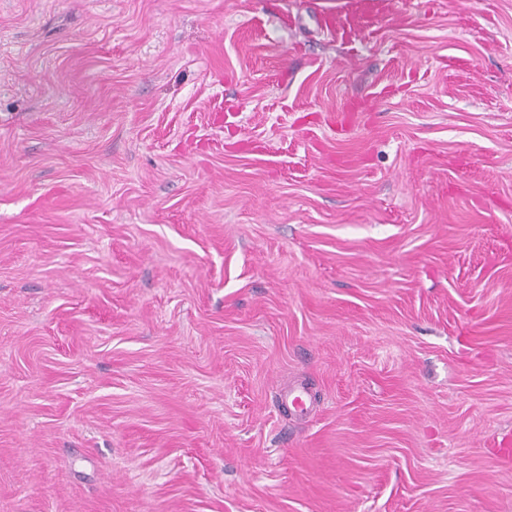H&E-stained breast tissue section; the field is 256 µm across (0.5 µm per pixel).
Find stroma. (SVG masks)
<instances>
[{
    "label": "stroma",
    "mask_w": 512,
    "mask_h": 512,
    "mask_svg": "<svg viewBox=\"0 0 512 512\" xmlns=\"http://www.w3.org/2000/svg\"><path fill=\"white\" fill-rule=\"evenodd\" d=\"M509 434L512 0H0V512H512Z\"/></svg>",
    "instance_id": "1"
}]
</instances>
